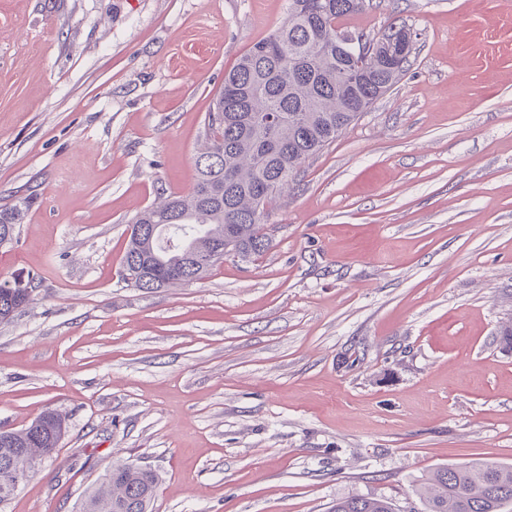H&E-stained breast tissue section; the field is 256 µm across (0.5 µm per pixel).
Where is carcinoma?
<instances>
[{"mask_svg": "<svg viewBox=\"0 0 512 512\" xmlns=\"http://www.w3.org/2000/svg\"><path fill=\"white\" fill-rule=\"evenodd\" d=\"M365 0H288L285 21L244 52L224 75V86L205 118L206 146L195 159L196 179L186 195L170 194L136 215L132 224L153 227L159 278L167 285L191 282L183 265L194 255L202 275L224 256L260 257L270 239L261 222L266 204L286 186L306 159L336 140L408 69L368 60L358 68L336 54L340 21L363 9ZM32 205L21 199L0 208V245L14 239ZM147 239L129 236L122 270L140 259ZM17 302L12 278L0 279V309ZM32 426L0 431V469L14 445L51 456L61 438L47 412ZM159 479L150 468L111 466L85 493L80 512H154ZM415 492L424 512H512V464L471 461L439 467ZM331 512H395L386 497L354 495L336 500Z\"/></svg>", "mask_w": 512, "mask_h": 512, "instance_id": "obj_1", "label": "carcinoma"}]
</instances>
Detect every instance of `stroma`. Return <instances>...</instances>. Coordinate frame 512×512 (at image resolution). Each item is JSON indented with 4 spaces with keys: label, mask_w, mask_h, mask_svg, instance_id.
Listing matches in <instances>:
<instances>
[{
    "label": "stroma",
    "mask_w": 512,
    "mask_h": 512,
    "mask_svg": "<svg viewBox=\"0 0 512 512\" xmlns=\"http://www.w3.org/2000/svg\"><path fill=\"white\" fill-rule=\"evenodd\" d=\"M287 0H0V428L66 433L0 512H79L113 464L155 512H330L441 466L512 464V0H372L398 83L264 211L271 244L202 280L124 283L129 223L188 194L224 74ZM32 205L29 199H21L9 207L0 208V245L11 243L17 224H23ZM17 288H19L21 297L23 298L22 303L19 302V305H24L32 297L35 291L34 288L36 287L31 280H26L25 276L22 275L16 277V288L15 278L0 279V313L1 308H4L5 304H8V301L11 300L13 303H17Z\"/></svg>",
    "instance_id": "stroma-1"
}]
</instances>
